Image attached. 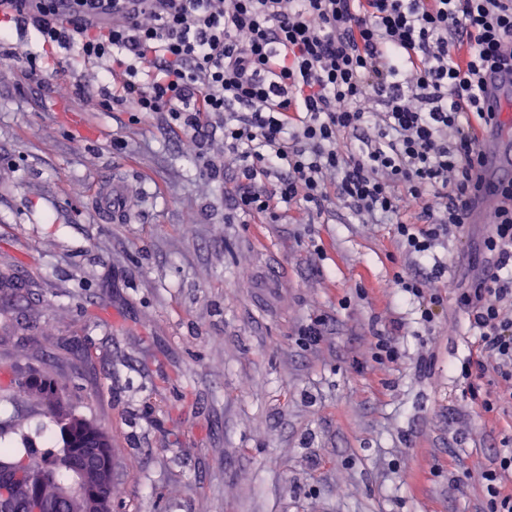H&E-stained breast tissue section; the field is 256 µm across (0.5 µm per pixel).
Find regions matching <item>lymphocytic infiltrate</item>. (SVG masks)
Listing matches in <instances>:
<instances>
[{"label": "lymphocytic infiltrate", "mask_w": 512, "mask_h": 512, "mask_svg": "<svg viewBox=\"0 0 512 512\" xmlns=\"http://www.w3.org/2000/svg\"><path fill=\"white\" fill-rule=\"evenodd\" d=\"M19 21L102 64L103 104L166 115L198 143L221 131L236 212L336 200L365 223L394 218L411 258L465 228L486 77L512 74V0H0V38ZM499 194L472 287L441 265L388 283L428 329L453 290L478 337L461 375L488 413L512 401V181ZM489 371L510 389L482 393ZM483 480L490 512H512V453Z\"/></svg>", "instance_id": "obj_1"}]
</instances>
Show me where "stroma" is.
<instances>
[{
  "mask_svg": "<svg viewBox=\"0 0 512 512\" xmlns=\"http://www.w3.org/2000/svg\"><path fill=\"white\" fill-rule=\"evenodd\" d=\"M41 51L30 26L0 44V442L46 424L19 387L39 373L110 437L115 512H485L512 405L468 399L454 294L424 346L386 286L437 263L463 284L485 225L411 262L394 225L337 202L238 215L182 127L83 97L105 77L73 49L65 72L24 76ZM108 180L126 192L112 224ZM378 333L397 362L373 358Z\"/></svg>",
  "mask_w": 512,
  "mask_h": 512,
  "instance_id": "stroma-1",
  "label": "stroma"
}]
</instances>
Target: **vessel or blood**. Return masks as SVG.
I'll return each instance as SVG.
<instances>
[{
	"mask_svg": "<svg viewBox=\"0 0 512 512\" xmlns=\"http://www.w3.org/2000/svg\"><path fill=\"white\" fill-rule=\"evenodd\" d=\"M512 104V83L502 75L489 76L486 80L483 106L493 115L481 131L486 144V163L483 173V189L476 206L471 210L469 221L485 223L486 217L500 203L497 187L512 179V114L506 110Z\"/></svg>",
	"mask_w": 512,
	"mask_h": 512,
	"instance_id": "obj_1",
	"label": "vessel or blood"
}]
</instances>
